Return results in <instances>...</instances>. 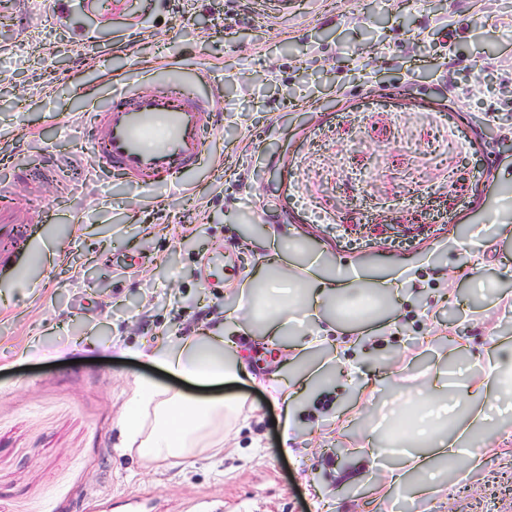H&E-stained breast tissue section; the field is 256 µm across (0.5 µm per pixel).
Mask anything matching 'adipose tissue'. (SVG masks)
<instances>
[{
    "label": "adipose tissue",
    "instance_id": "ef3b65f1",
    "mask_svg": "<svg viewBox=\"0 0 512 512\" xmlns=\"http://www.w3.org/2000/svg\"><path fill=\"white\" fill-rule=\"evenodd\" d=\"M279 281L300 283L303 287L300 306L313 311L334 307L363 293L366 286L358 278L312 276L303 266L292 270L277 267L274 276L261 281L260 296L249 297L243 305L251 320L263 321L266 331L276 336L288 333V306L281 303L271 307L266 299ZM146 356L170 375L201 384L239 380L250 374L235 337L225 334L220 327L200 329L195 336L176 345L157 343L147 349ZM467 393L477 407L472 416L476 422L481 420L483 408L492 407L500 400H512V370L506 369L498 348L487 352L483 379L479 385L468 388ZM224 407L220 400L203 402L182 393L171 394L152 380H141L121 421L124 446L147 460L165 461L223 445ZM440 416V411H432L408 438L411 449L405 462L418 477L415 491L419 494L427 493L430 487V453L444 458L455 455L448 440L432 432L433 422Z\"/></svg>",
    "mask_w": 512,
    "mask_h": 512
}]
</instances>
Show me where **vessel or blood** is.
Wrapping results in <instances>:
<instances>
[{
  "instance_id": "vessel-or-blood-1",
  "label": "vessel or blood",
  "mask_w": 512,
  "mask_h": 512,
  "mask_svg": "<svg viewBox=\"0 0 512 512\" xmlns=\"http://www.w3.org/2000/svg\"><path fill=\"white\" fill-rule=\"evenodd\" d=\"M216 107V97L180 94L171 85L121 84L110 105L97 110L94 157L145 186L197 170L206 159L205 134L213 126ZM42 219V211L23 212L10 196L0 197V262L27 247L19 225Z\"/></svg>"
}]
</instances>
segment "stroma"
<instances>
[{
  "label": "stroma",
  "instance_id": "1",
  "mask_svg": "<svg viewBox=\"0 0 512 512\" xmlns=\"http://www.w3.org/2000/svg\"><path fill=\"white\" fill-rule=\"evenodd\" d=\"M0 0V188L45 211L36 249L0 268V512H512V408L461 441L479 463L445 459L429 495L390 484L403 456L394 415L440 369L438 403L462 422L493 345L512 347V153L486 136L512 119V0ZM457 29L459 88L481 87L455 126L481 146H448L439 21ZM499 65L487 67L488 58ZM171 81L219 94L212 164L146 188L92 157L93 112L116 84ZM57 182H22L45 162ZM357 170L350 180L345 169ZM492 170L490 187L477 172ZM316 259L319 277L400 278L372 321L334 313L291 323L314 338L320 380L294 402L264 378L200 387L143 357L159 337L236 320L265 276ZM353 339L346 359L337 338ZM395 375L377 381L381 367ZM239 408L224 448L150 462L122 446L140 379ZM290 454L279 450L287 416Z\"/></svg>",
  "mask_w": 512,
  "mask_h": 512
}]
</instances>
